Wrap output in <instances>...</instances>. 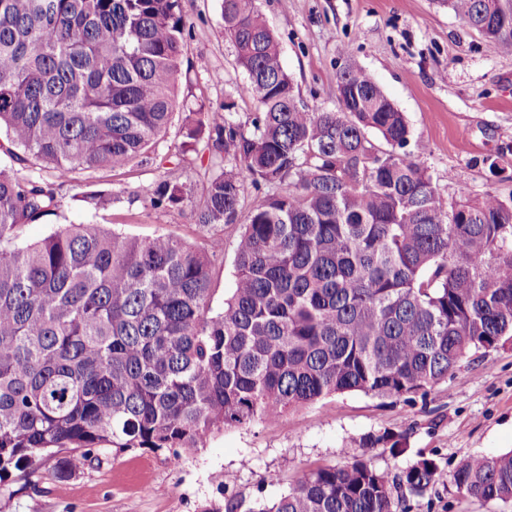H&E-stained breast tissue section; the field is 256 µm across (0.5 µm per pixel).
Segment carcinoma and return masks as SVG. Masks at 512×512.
<instances>
[{
	"mask_svg": "<svg viewBox=\"0 0 512 512\" xmlns=\"http://www.w3.org/2000/svg\"><path fill=\"white\" fill-rule=\"evenodd\" d=\"M493 54L512 51V0H439ZM247 75L188 113L184 152H206L196 223L239 228L231 295L213 310L224 240L122 237L63 224L19 246L58 207L55 181L145 160L180 110L190 29L181 0H0V481L44 456L57 473L103 448L202 445L338 393L427 401L465 358L512 340V196L445 203L404 113L349 59L337 111L300 102L256 0H223ZM258 112L234 117L235 97ZM387 146H375L371 135ZM265 189L247 215L246 185ZM141 194L180 208L177 164ZM390 444L369 433L363 446ZM442 480L421 458L394 475L355 459L305 473L270 505L207 512H397ZM457 491L512 504V452L468 457Z\"/></svg>",
	"mask_w": 512,
	"mask_h": 512,
	"instance_id": "carcinoma-1",
	"label": "carcinoma"
}]
</instances>
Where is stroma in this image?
Here are the masks:
<instances>
[{
    "mask_svg": "<svg viewBox=\"0 0 512 512\" xmlns=\"http://www.w3.org/2000/svg\"><path fill=\"white\" fill-rule=\"evenodd\" d=\"M273 31L284 68L305 104L335 110L336 77L346 59L362 66L404 112L415 138L430 152L424 162L446 201L459 187L472 195L512 196V53L492 54L437 0H257ZM190 28L186 56L194 61L178 86L189 105L219 106L246 75L224 36L222 0H182ZM173 123L146 161L124 169L85 171L59 187L57 214L24 225L19 243H34L59 225L96 221L128 237L170 234L195 246L224 239V257L212 268L214 308L234 286L238 231L196 224L205 192L204 160L181 154ZM498 162L501 175L490 173ZM186 169L192 194L182 208L146 206L141 190L172 163ZM103 191L112 203L88 209L84 193ZM399 438L403 455L362 448L369 433ZM512 451V342L465 359L426 402L383 401L359 391L333 395L290 410L276 424L232 427L205 446L174 459L169 448L107 450L98 461L59 476L43 459L31 478L0 482V512H205L235 496L246 505L268 504L288 493L310 469L370 458L397 472L415 459H434L444 477L423 496L408 497V512H512L511 504H484L457 492L450 475L475 454Z\"/></svg>",
    "mask_w": 512,
    "mask_h": 512,
    "instance_id": "1",
    "label": "stroma"
}]
</instances>
